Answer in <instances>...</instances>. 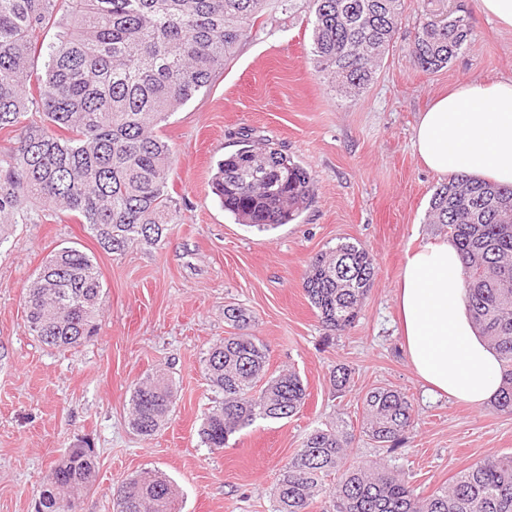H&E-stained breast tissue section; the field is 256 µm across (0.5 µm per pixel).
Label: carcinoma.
<instances>
[{"label":"carcinoma","instance_id":"obj_1","mask_svg":"<svg viewBox=\"0 0 512 512\" xmlns=\"http://www.w3.org/2000/svg\"><path fill=\"white\" fill-rule=\"evenodd\" d=\"M311 53L337 92L357 97L395 42L405 0H310ZM267 0H0V132L18 133L0 152V245L16 224L67 213L102 248L121 253L156 245L180 221L168 193L172 146L157 133L210 86L237 45L252 35ZM55 29L48 44L40 41ZM463 20L433 10L406 51L423 72H437L464 47ZM44 55L43 69L33 58ZM211 187L234 219L260 230L296 220L315 195L313 175L275 143L249 138L217 163ZM428 221L448 229L464 264L465 299L479 332L500 354L503 377L493 409L512 415V186L456 176L433 193ZM376 259L344 243L310 261L303 290L331 334L356 322L373 285ZM103 285L92 258L75 246L56 250L25 293L32 335L55 349L97 334ZM235 332L210 348L203 369L224 400L205 414L201 442L220 450L258 420H282L304 404L294 371L268 373L267 349L240 332L246 312L224 309ZM177 401L156 371L134 385L129 425L155 435ZM363 432L380 446L399 443L413 407L401 391L370 389ZM343 425L312 430L276 484L275 512H512V454L490 456L430 494L380 461H354ZM90 448H72L36 490L35 512H68L67 502L95 481ZM176 484L146 471L117 484L116 512H175Z\"/></svg>","mask_w":512,"mask_h":512}]
</instances>
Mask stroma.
<instances>
[{
  "label": "stroma",
  "mask_w": 512,
  "mask_h": 512,
  "mask_svg": "<svg viewBox=\"0 0 512 512\" xmlns=\"http://www.w3.org/2000/svg\"><path fill=\"white\" fill-rule=\"evenodd\" d=\"M427 3L406 0L396 48L351 101L315 72L309 0H269L210 87L160 129L176 151L168 192L180 221L159 244L109 253L70 215L14 226L0 244V512H34L43 476L80 446L97 456L82 512H113V484L150 469L175 481L180 512H274L282 467L313 429L341 420L354 434L355 459L384 460L426 494L489 455L512 453V416L429 393L399 333L405 255L446 236L427 221L447 178L413 151L419 114L457 83L512 77V30L477 0H444L470 40L447 68H416L405 45ZM243 132L272 140L313 175L315 200L295 221L269 230L236 223L212 193L217 162ZM346 241L373 253L377 274L354 326L331 336L302 281L313 257ZM64 246L93 257L103 298L98 335L58 350L30 333L23 296ZM230 305L249 313L270 372L296 370L308 397L291 418L256 421L213 451L198 429L222 396L202 361L229 332ZM340 364L351 371L342 393L331 382ZM158 369L178 400L168 424L143 438L128 425L131 392ZM376 386L401 390L415 410L391 452L361 429V397Z\"/></svg>",
  "instance_id": "35a3bbf8"
}]
</instances>
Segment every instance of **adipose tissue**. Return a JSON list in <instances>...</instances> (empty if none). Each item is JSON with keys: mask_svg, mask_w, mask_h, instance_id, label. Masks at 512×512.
Instances as JSON below:
<instances>
[{"mask_svg": "<svg viewBox=\"0 0 512 512\" xmlns=\"http://www.w3.org/2000/svg\"><path fill=\"white\" fill-rule=\"evenodd\" d=\"M413 149L430 170L512 184V78L458 84L422 112ZM463 264L441 240L407 252L396 306L408 363L432 390L473 406L491 401L502 365L473 327Z\"/></svg>", "mask_w": 512, "mask_h": 512, "instance_id": "obj_1", "label": "adipose tissue"}]
</instances>
